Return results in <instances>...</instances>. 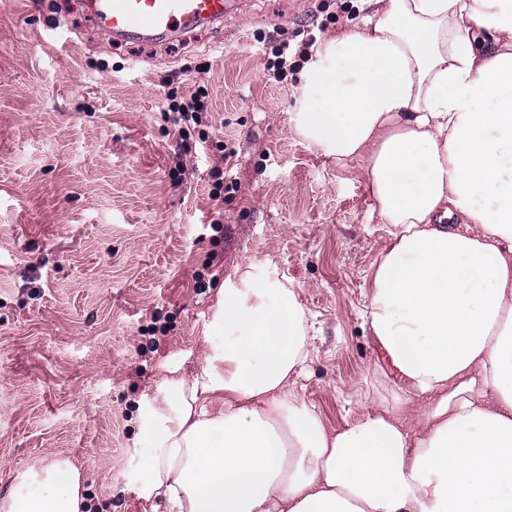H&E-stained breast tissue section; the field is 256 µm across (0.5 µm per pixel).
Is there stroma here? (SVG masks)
<instances>
[{"mask_svg": "<svg viewBox=\"0 0 512 512\" xmlns=\"http://www.w3.org/2000/svg\"><path fill=\"white\" fill-rule=\"evenodd\" d=\"M223 24L115 41L82 0H0V512L60 457L101 512H144L130 486L146 445L138 403L162 365L191 371L216 292L245 262L294 291L311 326L298 394L324 423L355 419L379 349L363 324L388 237L365 181L292 131L298 46L362 0H239ZM72 47L39 45L53 25ZM208 90V143L181 141L170 88ZM234 191L210 195L219 143ZM291 53V47L288 40H281L273 48V54L276 60L268 66V71H272V78L277 82H283L288 76V56Z\"/></svg>", "mask_w": 512, "mask_h": 512, "instance_id": "obj_1", "label": "stroma"}]
</instances>
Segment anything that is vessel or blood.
I'll return each instance as SVG.
<instances>
[{"label":"vessel or blood","instance_id":"1","mask_svg":"<svg viewBox=\"0 0 512 512\" xmlns=\"http://www.w3.org/2000/svg\"><path fill=\"white\" fill-rule=\"evenodd\" d=\"M230 0H84L95 26L115 40H170L196 28L223 22Z\"/></svg>","mask_w":512,"mask_h":512}]
</instances>
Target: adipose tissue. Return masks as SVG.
<instances>
[{
	"mask_svg": "<svg viewBox=\"0 0 512 512\" xmlns=\"http://www.w3.org/2000/svg\"><path fill=\"white\" fill-rule=\"evenodd\" d=\"M367 4L311 47L293 131L390 227L363 314L384 379L328 428L297 392L305 310L237 268L211 320L232 339L138 406L151 512H512V0ZM93 510L64 458L11 507Z\"/></svg>",
	"mask_w": 512,
	"mask_h": 512,
	"instance_id": "obj_1",
	"label": "adipose tissue"
}]
</instances>
